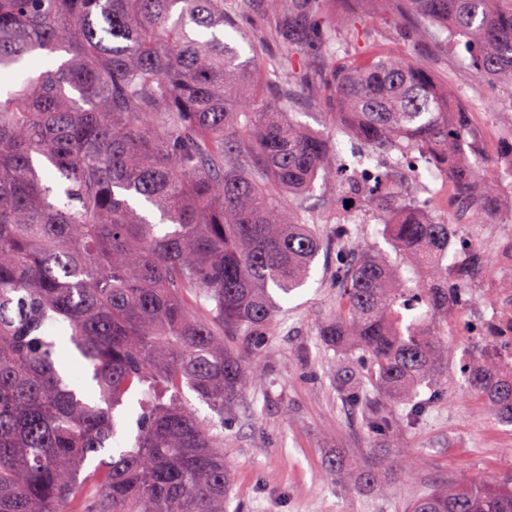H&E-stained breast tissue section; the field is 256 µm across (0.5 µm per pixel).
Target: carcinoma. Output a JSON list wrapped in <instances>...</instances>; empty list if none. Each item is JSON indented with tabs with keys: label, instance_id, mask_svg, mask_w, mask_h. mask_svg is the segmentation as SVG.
<instances>
[{
	"label": "carcinoma",
	"instance_id": "carcinoma-1",
	"mask_svg": "<svg viewBox=\"0 0 512 512\" xmlns=\"http://www.w3.org/2000/svg\"><path fill=\"white\" fill-rule=\"evenodd\" d=\"M267 2L288 3L289 72L309 47L331 60L359 44L353 23L320 20L323 0ZM383 2L465 39L473 66L512 87V0ZM234 30L224 0H0V75L49 60L0 89V512H224V412L257 377L224 336L261 344L274 294L307 283L323 242L287 194L336 177L332 144L286 111L296 82L272 79ZM330 87L343 133L399 161L420 149L459 196H495L487 169L457 165L474 147L466 113L410 57L334 66ZM415 188L399 186L402 218L384 223L398 262L336 225L339 303L320 331L337 394L387 448L429 411L419 388L448 387V304L481 265L445 263L456 225L415 216ZM467 344L464 389L512 424V368L485 337ZM408 512H512V470Z\"/></svg>",
	"mask_w": 512,
	"mask_h": 512
}]
</instances>
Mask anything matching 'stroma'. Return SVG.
Instances as JSON below:
<instances>
[{
	"instance_id": "stroma-1",
	"label": "stroma",
	"mask_w": 512,
	"mask_h": 512,
	"mask_svg": "<svg viewBox=\"0 0 512 512\" xmlns=\"http://www.w3.org/2000/svg\"><path fill=\"white\" fill-rule=\"evenodd\" d=\"M224 10L234 18L243 48L275 70L288 53L279 34L281 10L266 0H224ZM323 13L357 18L373 45L410 53L468 107L477 156L495 167L502 163L494 134L512 124V90L469 68L464 44L410 38L417 19L394 16L380 0H325ZM327 70L325 61L313 64L293 109L309 132L344 153L349 137L336 130ZM341 192L338 181L319 179L305 200L316 233L327 243L335 239ZM335 272L334 255L320 252L307 284L282 300L260 349L234 336L224 339L247 368L261 373L224 414V456L232 469L224 512H407L412 500L447 479L512 469V426L463 391L457 338L448 346L447 389L424 420L402 430L401 447L384 449L362 410L337 397L331 385L334 354L319 340L320 326L336 312ZM336 455L347 472L328 468V458ZM378 460L381 490L354 477Z\"/></svg>"
}]
</instances>
